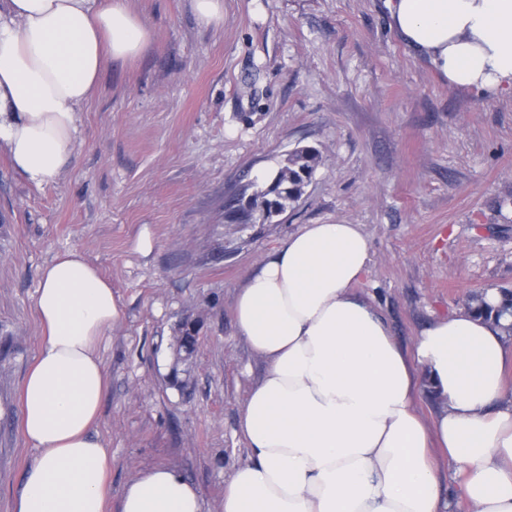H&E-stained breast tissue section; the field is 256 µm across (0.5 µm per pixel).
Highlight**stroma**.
<instances>
[{"instance_id":"1","label":"stroma","mask_w":512,"mask_h":512,"mask_svg":"<svg viewBox=\"0 0 512 512\" xmlns=\"http://www.w3.org/2000/svg\"><path fill=\"white\" fill-rule=\"evenodd\" d=\"M125 3L150 39L135 60H105L71 166L39 188L0 153V512L36 455L19 396L40 343L39 271L58 253L93 262L122 307L100 345L108 512L160 465L222 512L265 369L237 333L236 295L302 225L360 226L371 261L354 290L406 349L472 293L512 289V96L451 87L388 28L385 0H224L209 25L191 0ZM301 147L320 162L294 207L228 223L241 187ZM186 317L198 344L178 367Z\"/></svg>"}]
</instances>
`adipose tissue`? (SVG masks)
Returning <instances> with one entry per match:
<instances>
[{
    "mask_svg": "<svg viewBox=\"0 0 512 512\" xmlns=\"http://www.w3.org/2000/svg\"><path fill=\"white\" fill-rule=\"evenodd\" d=\"M389 26L452 86L512 93V0H386ZM149 32L124 0H0V149L27 181L55 182L74 157L78 109L105 57L138 55ZM355 224H307L263 258L234 306L265 363L239 431L250 457L223 512H448L440 461L473 512H512V335L463 310L404 352L353 285L369 271ZM41 343L21 394L37 455L15 512H105L112 457L95 434L107 390L98 345L122 317L112 283L80 254L40 272ZM435 394L424 420L419 386ZM120 512H203L179 470L125 487Z\"/></svg>",
    "mask_w": 512,
    "mask_h": 512,
    "instance_id": "obj_1",
    "label": "adipose tissue"
}]
</instances>
